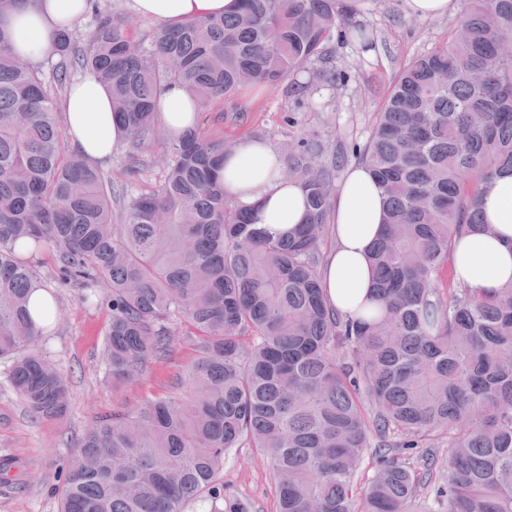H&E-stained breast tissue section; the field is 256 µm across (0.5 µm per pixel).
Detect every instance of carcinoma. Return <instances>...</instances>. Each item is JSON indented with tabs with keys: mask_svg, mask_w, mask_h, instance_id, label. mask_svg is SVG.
I'll return each mask as SVG.
<instances>
[{
	"mask_svg": "<svg viewBox=\"0 0 512 512\" xmlns=\"http://www.w3.org/2000/svg\"><path fill=\"white\" fill-rule=\"evenodd\" d=\"M230 15L161 28L150 47L118 9L89 0L86 37L54 46V89L0 29V358L36 419L69 409L64 375L43 356L48 325L33 318L34 260L52 254L60 279L100 289L110 312L104 354L112 385L165 360L185 329L197 357L175 392L100 417L66 461L61 512H185L216 486L224 456L246 442L268 460L279 512H355L367 449L376 469L360 512H410L433 468L446 512H512V284L493 295L434 278L456 241L492 232L479 200L512 172V0H465L450 30L400 71L359 156L383 197L385 228L370 263L362 316L341 315L324 288L331 167L310 138L288 178L306 194L294 235L251 222L218 168L233 139L174 137L158 94L188 90L208 112L240 89L306 70L345 77L332 45L344 0H241ZM110 93L126 141L160 135L163 180L120 195L112 177L65 144L58 94L75 75ZM347 349L352 362L336 363ZM448 430L445 457L418 442Z\"/></svg>",
	"mask_w": 512,
	"mask_h": 512,
	"instance_id": "carcinoma-1",
	"label": "carcinoma"
}]
</instances>
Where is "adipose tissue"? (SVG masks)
<instances>
[{
    "label": "adipose tissue",
    "instance_id": "ef3b65f1",
    "mask_svg": "<svg viewBox=\"0 0 512 512\" xmlns=\"http://www.w3.org/2000/svg\"><path fill=\"white\" fill-rule=\"evenodd\" d=\"M86 0H23L9 24L17 54L39 63L52 51L57 36L83 16ZM237 0H129L137 15L162 26L224 15ZM163 126L180 137L196 127L199 105L185 89L173 86L156 100ZM68 134L75 149L97 162L109 161L124 135L112 117L106 89L92 77L74 83L65 99ZM281 155L260 138L238 140L225 155L220 172L226 193L243 208L253 210L268 231L288 234L303 223L307 204L302 189L282 176ZM336 247L329 255L324 280L327 297L339 312L360 315L372 295L370 250L383 230L381 191L366 167L350 170L334 200ZM486 223L494 235L463 236L453 255V272L462 285L492 292L512 282V175L499 176L482 201Z\"/></svg>",
    "mask_w": 512,
    "mask_h": 512
}]
</instances>
